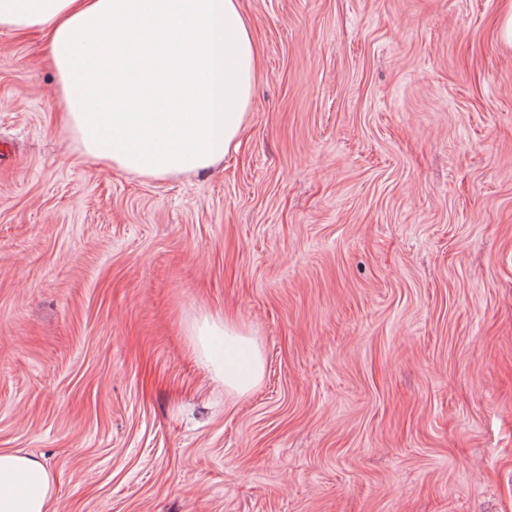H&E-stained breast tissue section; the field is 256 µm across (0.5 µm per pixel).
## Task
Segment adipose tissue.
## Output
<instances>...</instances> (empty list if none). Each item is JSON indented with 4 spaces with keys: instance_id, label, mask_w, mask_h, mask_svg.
I'll use <instances>...</instances> for the list:
<instances>
[{
    "instance_id": "obj_1",
    "label": "adipose tissue",
    "mask_w": 512,
    "mask_h": 512,
    "mask_svg": "<svg viewBox=\"0 0 512 512\" xmlns=\"http://www.w3.org/2000/svg\"><path fill=\"white\" fill-rule=\"evenodd\" d=\"M0 28L44 33L61 117L105 171L204 170L245 125L259 51L240 0H0ZM188 331L225 393L258 387L265 358L243 320L206 316ZM52 498L42 462L0 451V512H51Z\"/></svg>"
}]
</instances>
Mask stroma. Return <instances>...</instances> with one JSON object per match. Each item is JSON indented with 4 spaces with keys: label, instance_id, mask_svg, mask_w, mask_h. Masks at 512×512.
I'll list each match as a JSON object with an SVG mask.
<instances>
[{
    "label": "stroma",
    "instance_id": "1",
    "mask_svg": "<svg viewBox=\"0 0 512 512\" xmlns=\"http://www.w3.org/2000/svg\"><path fill=\"white\" fill-rule=\"evenodd\" d=\"M239 146L106 172L0 29V451L56 512H512L503 0H241ZM266 360L227 396L192 320ZM193 353L224 392L236 397L249 395L261 383L265 358L251 329L231 316H206L188 328Z\"/></svg>",
    "mask_w": 512,
    "mask_h": 512
}]
</instances>
